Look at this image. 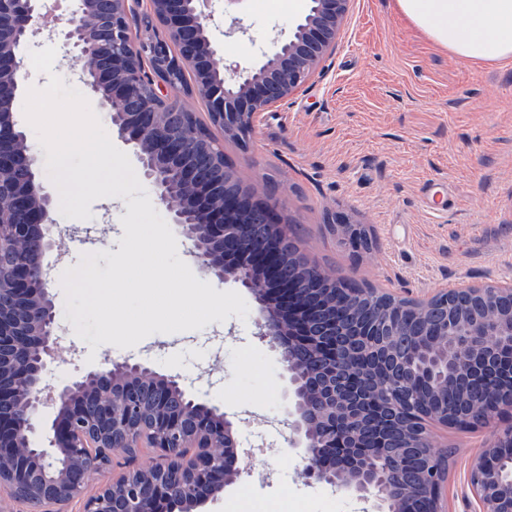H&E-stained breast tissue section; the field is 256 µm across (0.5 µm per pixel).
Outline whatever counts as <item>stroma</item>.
Masks as SVG:
<instances>
[{
    "label": "stroma",
    "instance_id": "obj_1",
    "mask_svg": "<svg viewBox=\"0 0 512 512\" xmlns=\"http://www.w3.org/2000/svg\"><path fill=\"white\" fill-rule=\"evenodd\" d=\"M210 36L225 64H245L273 47L297 19L289 0H245L248 35H228L224 0H210ZM224 158L243 187L276 199L282 224L300 252L332 278L396 296L426 298L459 283L512 281V59L496 64L456 59L415 29L395 0H353L334 53L301 90L260 114L248 148L221 138ZM91 219L57 216L75 227L48 251L50 292L62 361L51 386L89 368L129 359L179 376L201 402L233 415L248 450L236 484L201 512H229L237 498L288 512H360L354 497L301 475L303 461L275 428L286 416L279 353L256 326L259 306L199 330L155 333L131 348L91 349L65 311L62 273L85 253L119 252L128 213L123 197L101 198ZM375 239L365 252L337 235L339 219ZM448 456L449 512H473L463 497L467 468L490 427H431Z\"/></svg>",
    "mask_w": 512,
    "mask_h": 512
}]
</instances>
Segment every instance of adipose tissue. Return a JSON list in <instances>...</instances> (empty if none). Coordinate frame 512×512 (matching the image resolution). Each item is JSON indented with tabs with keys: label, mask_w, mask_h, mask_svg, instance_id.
I'll return each instance as SVG.
<instances>
[{
	"label": "adipose tissue",
	"mask_w": 512,
	"mask_h": 512,
	"mask_svg": "<svg viewBox=\"0 0 512 512\" xmlns=\"http://www.w3.org/2000/svg\"><path fill=\"white\" fill-rule=\"evenodd\" d=\"M397 11L458 59H512V0H396Z\"/></svg>",
	"instance_id": "adipose-tissue-1"
}]
</instances>
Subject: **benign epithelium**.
Segmentation results:
<instances>
[{
  "label": "benign epithelium",
  "mask_w": 512,
  "mask_h": 512,
  "mask_svg": "<svg viewBox=\"0 0 512 512\" xmlns=\"http://www.w3.org/2000/svg\"><path fill=\"white\" fill-rule=\"evenodd\" d=\"M134 2L75 0V9L55 19L48 37H64L79 81L108 108L119 137L136 150L144 177L191 242L194 260L255 295L259 334L281 350L287 442L305 462L303 475L365 503L376 499L391 505L393 461L357 447L363 410L343 393L344 367L332 365L315 374L293 358L304 349L334 356V349L317 346L313 332L320 320L321 335L336 333L335 322L322 319L323 297L316 284L324 272L308 264L307 272L287 279L275 246L228 248L253 209L262 211L264 223H281L276 205L242 189L216 200L218 186L188 160L182 141L160 129L147 136V118L167 106L169 73L188 66L210 122L248 143L254 119L298 92L333 54L351 0H310V10L292 23L288 35L275 39L273 51L243 68L226 67L218 58L205 0H149L148 18L163 30L153 41L131 24ZM42 6L43 0H0V105L9 103V111L0 108V491L43 512H68L73 502L82 503V512H160L162 501L195 512L241 476V448L228 414L188 397L178 376L126 361L58 387L44 383L58 334L49 292L51 266L43 257L61 246L64 229L38 179L27 137L17 129L15 109L25 79L15 45L37 33ZM90 57L99 61L91 70L85 65ZM134 101L136 111L125 113L123 107ZM502 296L512 300V283L444 288L412 300L425 311L440 300L451 308V301L462 297L485 304L479 315L447 317V345L441 350L426 347L419 334L389 313L370 329L422 351L426 362L445 367L450 381L479 376L499 362L504 350L512 351V306L501 309ZM143 382L154 390L149 424L136 401L121 394ZM173 397L184 402L183 411L169 409ZM49 410L53 434L48 447L41 448L34 442L35 420ZM505 413L512 416V392L480 415L493 430L469 466L467 498L478 512H512V422L498 424ZM430 423L448 427L436 417L423 419L409 433L410 442L430 439ZM218 441L224 442V454L216 459ZM138 448H157L159 457L88 492L113 457L130 459ZM445 467L444 462L427 464L420 479L405 489V498L423 497L429 512H448L442 494Z\"/></svg>",
  "instance_id": "obj_1"
}]
</instances>
